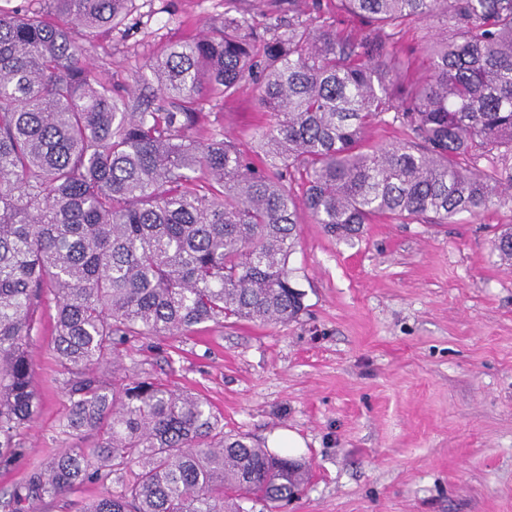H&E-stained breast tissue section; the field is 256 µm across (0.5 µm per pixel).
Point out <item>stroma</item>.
<instances>
[{
	"label": "stroma",
	"instance_id": "stroma-1",
	"mask_svg": "<svg viewBox=\"0 0 512 512\" xmlns=\"http://www.w3.org/2000/svg\"><path fill=\"white\" fill-rule=\"evenodd\" d=\"M228 13L261 27L288 4L133 0L125 24L83 38L84 56L101 80H148L166 45L223 28ZM446 33L438 21L408 26L398 50L413 75ZM204 121L247 147L273 117L248 82L207 105ZM503 224L512 203L445 224L380 221L349 242L304 220L289 260L307 306L298 321L133 336L124 372L206 398L225 433L260 445L297 433L310 480L284 512H512V267L493 249ZM38 315L28 347L38 410L20 436L25 456L0 469V495L53 449L92 442L63 431L52 297Z\"/></svg>",
	"mask_w": 512,
	"mask_h": 512
}]
</instances>
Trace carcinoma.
Wrapping results in <instances>:
<instances>
[{
  "instance_id": "carcinoma-1",
  "label": "carcinoma",
  "mask_w": 512,
  "mask_h": 512,
  "mask_svg": "<svg viewBox=\"0 0 512 512\" xmlns=\"http://www.w3.org/2000/svg\"><path fill=\"white\" fill-rule=\"evenodd\" d=\"M0 9V469L25 453L37 409L27 349L53 296L65 428L4 512L86 482L84 512H252L298 497L305 463L224 434L214 407L150 378H123L130 336L228 320L285 323L305 310L288 267L308 215L350 240L364 225L446 223L512 202V0H327L258 30L244 16L171 45L150 66L167 105L127 111L80 41L123 23L132 0H44ZM357 17L359 33L338 27ZM452 31L413 77L397 51L410 21ZM253 81L275 122L250 151L200 127L214 99ZM403 138L369 144L385 122ZM512 263V226L494 241ZM112 363V379L102 368Z\"/></svg>"
}]
</instances>
